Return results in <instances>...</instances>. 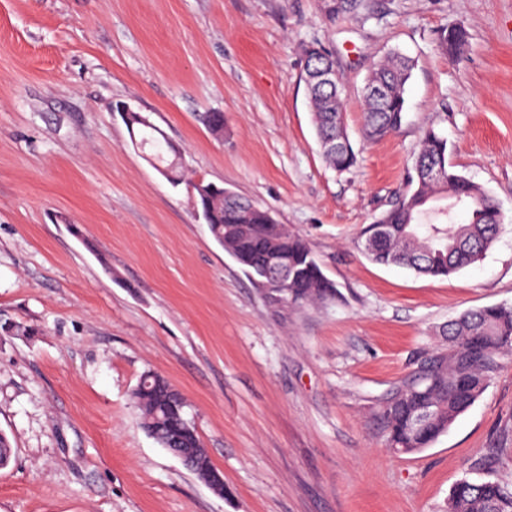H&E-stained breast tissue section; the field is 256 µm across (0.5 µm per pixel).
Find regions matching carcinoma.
Instances as JSON below:
<instances>
[{
	"instance_id": "obj_1",
	"label": "carcinoma",
	"mask_w": 512,
	"mask_h": 512,
	"mask_svg": "<svg viewBox=\"0 0 512 512\" xmlns=\"http://www.w3.org/2000/svg\"><path fill=\"white\" fill-rule=\"evenodd\" d=\"M363 0H328L331 18L351 14ZM468 42L461 27L445 28L435 39L436 49L448 56L463 53ZM303 75L313 122L327 166L345 173L356 164V153L341 123L345 111L343 85L316 83L313 71L334 65L321 41L302 44ZM412 61L399 55L378 60L367 77L373 94L362 96L363 132L378 140L403 123L407 84ZM145 116L127 114L125 122L133 146L149 150L162 167V175L178 184L180 165L164 157L175 149L155 125H144ZM441 164L446 176L428 178L427 170ZM414 187L368 225L358 247L374 263L403 266L418 274L447 277L475 263L496 241L502 213L496 200L481 186L461 175L450 163L448 140L434 128L427 129L413 162ZM201 216L214 241L247 273L266 269L271 279L260 284L272 303L301 307L336 297V285L322 272L308 244L277 223L271 213L249 199L211 184L194 185ZM445 194L469 211V222H452L448 208L432 202ZM448 351L438 353L406 378L386 399L381 416L389 447L398 453L428 448L448 431L455 419L485 391L503 360H512V306L495 305L466 312L443 328ZM134 397L142 424L164 448L176 441L180 452L205 463L209 457L193 423L186 416V402L163 376L137 387ZM448 512H512V487L495 480H459L448 498Z\"/></svg>"
}]
</instances>
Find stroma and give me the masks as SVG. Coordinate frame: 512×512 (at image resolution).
<instances>
[{"mask_svg":"<svg viewBox=\"0 0 512 512\" xmlns=\"http://www.w3.org/2000/svg\"><path fill=\"white\" fill-rule=\"evenodd\" d=\"M368 3L332 21L323 0H0V512H446L460 479L512 486V362L429 448L393 452L380 419L448 321L512 305V0ZM452 26L457 58L434 45ZM315 39L345 80L343 174L301 78ZM391 51L414 62L405 119L368 141L361 89ZM118 103L179 148L182 184ZM430 127L503 213L486 254L438 278L357 246ZM199 181L303 238L336 298L271 303L198 217ZM149 371L183 395L223 494L143 428ZM468 42L466 31L461 27H450L438 32L435 39L436 49L448 56L463 53Z\"/></svg>","mask_w":512,"mask_h":512,"instance_id":"stroma-1","label":"stroma"}]
</instances>
